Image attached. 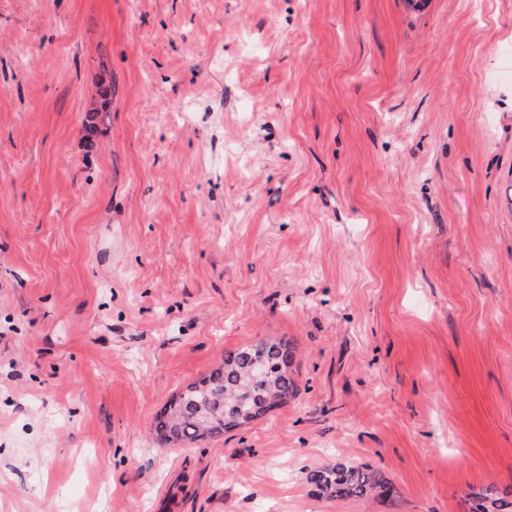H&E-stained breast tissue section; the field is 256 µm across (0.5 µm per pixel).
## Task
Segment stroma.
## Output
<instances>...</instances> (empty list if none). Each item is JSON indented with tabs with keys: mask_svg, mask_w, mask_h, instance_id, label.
<instances>
[{
	"mask_svg": "<svg viewBox=\"0 0 512 512\" xmlns=\"http://www.w3.org/2000/svg\"><path fill=\"white\" fill-rule=\"evenodd\" d=\"M278 336L295 399L157 443ZM339 462L395 501L319 497ZM491 483L512 0H0V512H467Z\"/></svg>",
	"mask_w": 512,
	"mask_h": 512,
	"instance_id": "obj_1",
	"label": "stroma"
}]
</instances>
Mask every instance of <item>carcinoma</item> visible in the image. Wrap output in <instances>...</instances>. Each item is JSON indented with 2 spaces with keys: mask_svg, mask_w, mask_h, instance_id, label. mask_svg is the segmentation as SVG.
I'll return each mask as SVG.
<instances>
[{
  "mask_svg": "<svg viewBox=\"0 0 512 512\" xmlns=\"http://www.w3.org/2000/svg\"><path fill=\"white\" fill-rule=\"evenodd\" d=\"M286 337L230 350L208 375L186 385L156 413L154 432L165 443L194 442L209 429L218 437L255 418L261 410L279 408L299 391L295 373L280 367L292 353ZM309 480L319 496L336 501L393 498L392 485L375 469L338 463L313 471ZM473 512H512V486L493 485L466 494Z\"/></svg>",
  "mask_w": 512,
  "mask_h": 512,
  "instance_id": "obj_1",
  "label": "carcinoma"
}]
</instances>
